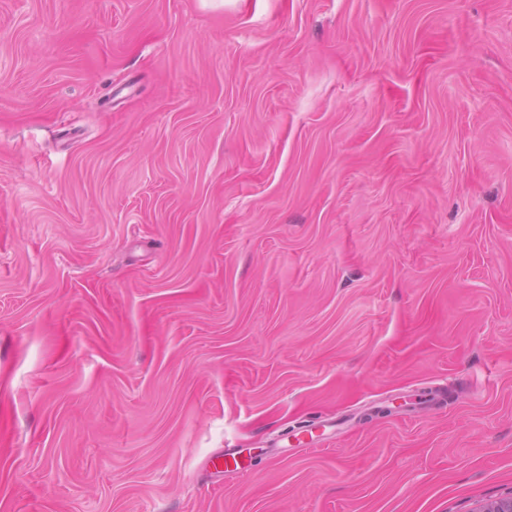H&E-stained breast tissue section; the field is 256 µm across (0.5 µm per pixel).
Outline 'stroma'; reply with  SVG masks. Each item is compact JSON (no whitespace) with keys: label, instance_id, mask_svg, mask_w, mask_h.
<instances>
[{"label":"stroma","instance_id":"obj_1","mask_svg":"<svg viewBox=\"0 0 512 512\" xmlns=\"http://www.w3.org/2000/svg\"><path fill=\"white\" fill-rule=\"evenodd\" d=\"M509 497L512 0H0V512Z\"/></svg>","mask_w":512,"mask_h":512}]
</instances>
